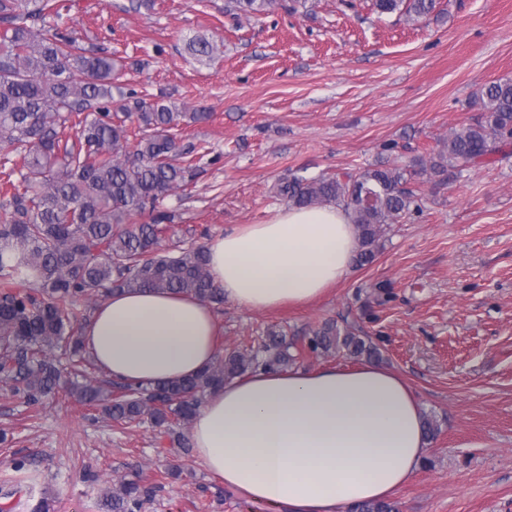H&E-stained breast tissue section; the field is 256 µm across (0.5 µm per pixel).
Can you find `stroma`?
<instances>
[{
	"label": "stroma",
	"mask_w": 512,
	"mask_h": 512,
	"mask_svg": "<svg viewBox=\"0 0 512 512\" xmlns=\"http://www.w3.org/2000/svg\"><path fill=\"white\" fill-rule=\"evenodd\" d=\"M62 23L110 52L139 97L166 94L210 112L180 126L195 174L161 241L191 249L285 207L274 184L380 165L403 168L416 209L391 225L372 264L308 305L272 312L214 306L223 351L250 352L268 330L301 341L322 323L355 325L400 373L438 433L400 512H512V144L447 181L424 172L475 98L512 79V0H437L411 24L371 0H296L260 18L224 0H61ZM216 43L198 61L195 37ZM388 287L387 298L377 285ZM189 425L160 435L121 426L62 393L31 405L0 382V512H106L121 481L154 487L142 512H286L227 489L197 463Z\"/></svg>",
	"instance_id": "1"
}]
</instances>
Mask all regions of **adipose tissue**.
Returning a JSON list of instances; mask_svg holds the SVG:
<instances>
[{
	"label": "adipose tissue",
	"mask_w": 512,
	"mask_h": 512,
	"mask_svg": "<svg viewBox=\"0 0 512 512\" xmlns=\"http://www.w3.org/2000/svg\"><path fill=\"white\" fill-rule=\"evenodd\" d=\"M206 251L226 299L267 311L311 302L348 276L357 230L335 204L283 207L215 237ZM84 345L112 378L143 387L194 376L221 353L208 304L154 290L118 292L98 305ZM190 434L196 458L226 488L288 512L389 498L428 452L412 389L371 363L256 371L212 390Z\"/></svg>",
	"instance_id": "1"
}]
</instances>
